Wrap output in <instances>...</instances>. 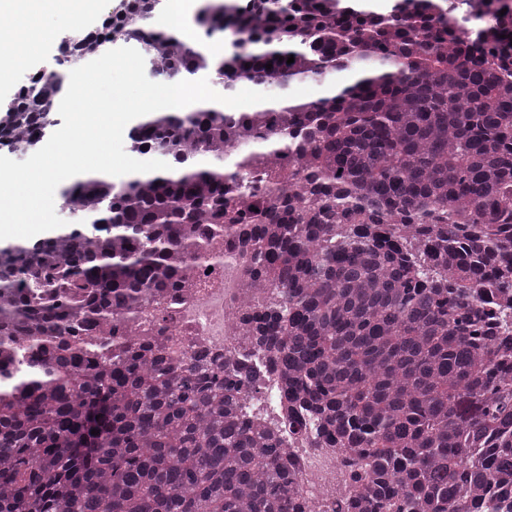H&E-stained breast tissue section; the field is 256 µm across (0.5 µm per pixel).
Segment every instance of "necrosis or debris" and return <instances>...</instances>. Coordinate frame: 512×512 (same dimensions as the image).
<instances>
[{"mask_svg": "<svg viewBox=\"0 0 512 512\" xmlns=\"http://www.w3.org/2000/svg\"><path fill=\"white\" fill-rule=\"evenodd\" d=\"M242 275L243 260L234 240L216 238L210 246L209 263L184 265L177 287L169 289L157 306L142 309L134 319L122 320L121 327L164 346L169 360L176 364L203 344L217 354L264 369L259 397L279 415V435L288 450V464L298 475L300 493L313 512H333L337 497L353 490L358 467L339 449L313 447L312 435L289 434L288 411L279 405L275 373L267 371L264 353L233 328L242 300Z\"/></svg>", "mask_w": 512, "mask_h": 512, "instance_id": "obj_1", "label": "necrosis or debris"}]
</instances>
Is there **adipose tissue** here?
<instances>
[{
	"label": "adipose tissue",
	"instance_id": "adipose-tissue-1",
	"mask_svg": "<svg viewBox=\"0 0 512 512\" xmlns=\"http://www.w3.org/2000/svg\"><path fill=\"white\" fill-rule=\"evenodd\" d=\"M94 0H0V11L17 14L23 26L19 48L0 49V79H5L17 63L20 48L28 47L33 19L43 5H50L59 19L69 20L92 8Z\"/></svg>",
	"mask_w": 512,
	"mask_h": 512
}]
</instances>
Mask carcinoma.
Here are the masks:
<instances>
[{
    "instance_id": "cac0c4a2",
    "label": "carcinoma",
    "mask_w": 512,
    "mask_h": 512,
    "mask_svg": "<svg viewBox=\"0 0 512 512\" xmlns=\"http://www.w3.org/2000/svg\"><path fill=\"white\" fill-rule=\"evenodd\" d=\"M161 5L122 0L104 29L166 80L369 67L312 100L150 113L131 149L171 169L67 179L73 222L0 246V512H310L281 440L239 407L257 371L204 346L174 368L114 336L223 234L273 294L235 330L281 377L288 427L301 410L316 447L372 465L336 512L508 508L512 0H203L193 46L156 29ZM219 29L235 39L216 58ZM63 90L20 87L0 146L38 140Z\"/></svg>"
}]
</instances>
